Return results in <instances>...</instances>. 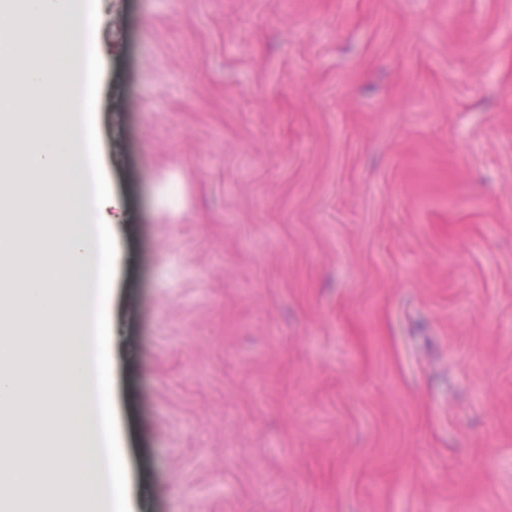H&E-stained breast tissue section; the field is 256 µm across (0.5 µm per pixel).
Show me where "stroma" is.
Wrapping results in <instances>:
<instances>
[{
	"mask_svg": "<svg viewBox=\"0 0 512 512\" xmlns=\"http://www.w3.org/2000/svg\"><path fill=\"white\" fill-rule=\"evenodd\" d=\"M148 512H512V0H108Z\"/></svg>",
	"mask_w": 512,
	"mask_h": 512,
	"instance_id": "stroma-1",
	"label": "stroma"
}]
</instances>
